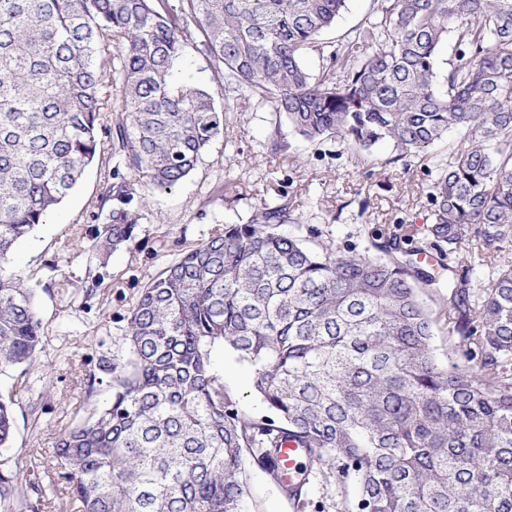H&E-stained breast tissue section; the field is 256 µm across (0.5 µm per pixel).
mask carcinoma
<instances>
[{"mask_svg":"<svg viewBox=\"0 0 512 512\" xmlns=\"http://www.w3.org/2000/svg\"><path fill=\"white\" fill-rule=\"evenodd\" d=\"M375 2L322 41L346 0H0V373L20 370L29 395L43 324L15 246L101 154L102 131L115 165L100 200L116 205L84 247L91 259L135 239L134 198L147 205L191 174L224 134L225 107L174 77L186 45L226 93L357 156L387 142L396 162L464 133L436 163L419 235L341 249L315 226L281 233L296 206L264 200L148 275L124 352L86 375L85 399L105 383L110 400L54 432L50 469L74 512H244L246 457L271 474L287 441L309 456L280 484L300 507L317 471L355 488L345 512H512V0ZM415 253L447 273L446 365L422 299L440 278ZM481 266L493 275L479 284ZM216 346L252 367L272 415L240 413ZM14 401L0 396L1 448ZM32 456L0 460V512L49 507L55 482Z\"/></svg>","mask_w":512,"mask_h":512,"instance_id":"obj_1","label":"carcinoma"}]
</instances>
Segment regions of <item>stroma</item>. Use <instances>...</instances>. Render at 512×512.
Wrapping results in <instances>:
<instances>
[{
	"mask_svg": "<svg viewBox=\"0 0 512 512\" xmlns=\"http://www.w3.org/2000/svg\"><path fill=\"white\" fill-rule=\"evenodd\" d=\"M290 143L287 156L267 149L275 133ZM449 131L427 155L396 159L389 144L374 147L357 162L343 142H311L278 127L272 107L235 101L224 116V133L213 141L192 174L169 191L155 193L144 208L131 247L112 254L107 265L89 261L82 247L105 224L107 210L97 199L112 170L110 153H101L74 191L46 223L15 248L12 260L24 274L45 284L36 298L44 327L42 360H55L50 390L37 408L28 397L15 407L12 447L0 449V459L23 448L35 449L36 464L49 461L53 431L72 417L84 416L83 378L104 354L120 352L123 318L140 292L146 274L157 272L178 257L183 243H198L219 224H243L261 199L298 204L300 224H286L282 233H298L312 224L323 239L338 247L364 250L370 230L397 224L422 227L430 222L428 187L436 175V160L448 157L461 140ZM230 192H223V185ZM369 209H362L363 198ZM93 286L85 295V286ZM213 362L224 375V387L249 417L269 409L252 389V369L228 349H215ZM39 417L40 434L30 430ZM246 512H298L272 477L258 467L247 469Z\"/></svg>",
	"mask_w": 512,
	"mask_h": 512,
	"instance_id": "1",
	"label": "stroma"
}]
</instances>
